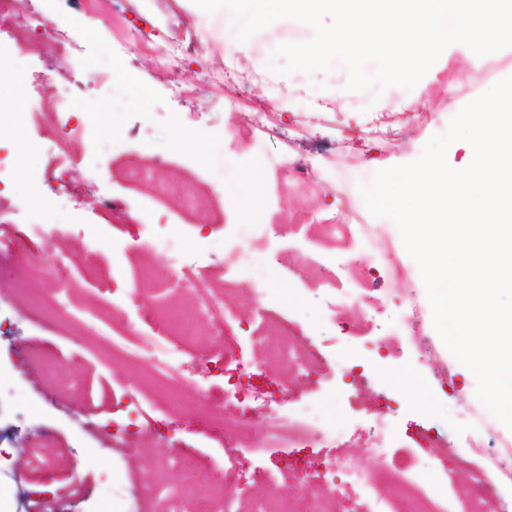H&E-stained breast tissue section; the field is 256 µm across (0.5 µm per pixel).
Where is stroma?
Wrapping results in <instances>:
<instances>
[{
	"instance_id": "35a3bbf8",
	"label": "stroma",
	"mask_w": 512,
	"mask_h": 512,
	"mask_svg": "<svg viewBox=\"0 0 512 512\" xmlns=\"http://www.w3.org/2000/svg\"><path fill=\"white\" fill-rule=\"evenodd\" d=\"M37 6L48 32L72 51L61 67L14 48V19L27 15L28 0H16L14 17L0 19V151L9 161L0 194V317L12 324L11 335L0 338V488L10 495L11 512H30L39 499L54 512H152L159 493L173 492L184 469L204 461L225 495L254 502L274 489L306 512L316 504L303 487L337 461L346 470L403 468L438 495L469 496L476 472L512 442V430L477 399L474 375L433 327L425 286L398 227L369 213L359 187L371 183L379 165L416 160L433 135L446 131L449 115L494 79L512 76V47L496 54L495 78L474 87L466 80L481 64L465 45L453 44L415 88L393 86L375 98L348 90L343 67L278 74L283 26L231 46L223 16L204 24L189 0H99V13L115 17L107 26L85 0ZM135 29L145 45L128 43ZM174 38L193 51L175 67H160L157 55ZM116 58L120 79L110 75ZM98 71L107 79L86 81ZM177 85L190 87L191 95L175 94ZM137 87L149 89L148 103L134 96ZM58 94L69 97L85 135L69 174L49 182L48 144L34 127L17 124L16 115ZM369 104L375 113L366 112ZM243 133L252 139L245 151L238 143ZM156 152L171 157L202 205L190 208L170 195L155 206L156 184L126 179L127 168ZM292 161L310 168L311 190L281 188ZM101 200L112 207L111 222L100 217ZM346 207L354 228L342 243L321 246L324 224ZM274 212L296 232L269 223ZM362 224L395 247L405 277H396L389 263H373ZM24 237L32 241L25 254L18 250ZM232 249L246 258L228 270L224 253ZM175 254L190 282L169 279ZM29 258L43 269L54 317L11 292ZM315 262L335 271L334 285L311 283ZM227 277L246 287L204 316L199 335L173 329V318L192 314L199 296ZM363 288L378 289L383 305L368 333L358 336L351 326ZM412 311L431 343L427 362L411 344L393 356L379 343L400 332ZM271 315L284 321L298 348L319 354L327 379L268 363L257 336ZM120 334L130 351H162L180 371L179 402L157 401L151 380L113 354ZM211 357L223 359V369L202 370ZM424 388L430 399L422 398ZM267 400L283 417L306 403L321 407L340 439L312 448L269 444ZM467 409L489 427L477 453L467 446L473 432ZM220 412L234 426L217 421ZM123 416L131 426L116 431L112 421ZM433 424L447 447L443 467L454 473L449 487L431 468L433 450L422 438ZM19 430L34 441L49 437L23 465L12 440ZM228 454L235 457L229 467ZM261 472L274 474L272 486L258 483Z\"/></svg>"
}]
</instances>
